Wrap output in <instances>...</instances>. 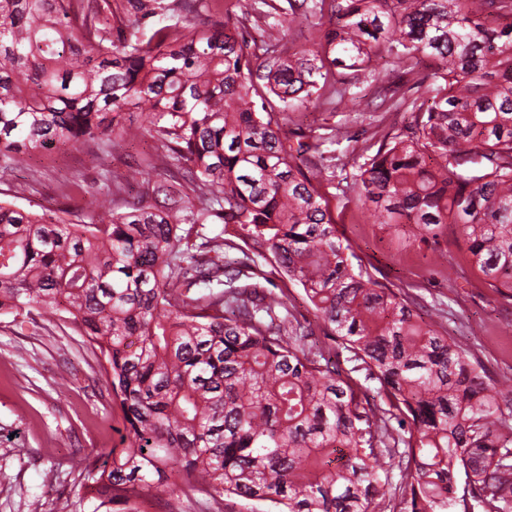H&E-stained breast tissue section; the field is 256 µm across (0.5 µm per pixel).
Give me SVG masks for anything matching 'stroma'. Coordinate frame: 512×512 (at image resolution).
<instances>
[{"label": "stroma", "instance_id": "obj_1", "mask_svg": "<svg viewBox=\"0 0 512 512\" xmlns=\"http://www.w3.org/2000/svg\"><path fill=\"white\" fill-rule=\"evenodd\" d=\"M368 95L336 111L285 113L286 132L315 131L323 150L352 163L410 116L383 112ZM344 135L334 141L331 128ZM152 141L97 151L94 142L31 153L27 166L0 173V198L34 212L85 211L92 191L119 182L130 164L153 153ZM337 227L375 277L404 289L421 313H443L450 338L500 386L512 384V297L486 288L466 253L440 264L427 247L410 245L362 208L355 192L333 198ZM122 412L86 337L60 317L0 315V512H91L83 471L120 446Z\"/></svg>", "mask_w": 512, "mask_h": 512}]
</instances>
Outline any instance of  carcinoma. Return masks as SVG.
I'll list each match as a JSON object with an SVG mask.
<instances>
[{
  "instance_id": "carcinoma-1",
  "label": "carcinoma",
  "mask_w": 512,
  "mask_h": 512,
  "mask_svg": "<svg viewBox=\"0 0 512 512\" xmlns=\"http://www.w3.org/2000/svg\"><path fill=\"white\" fill-rule=\"evenodd\" d=\"M287 4L247 43V13L198 23L221 0H0V171L148 137L160 151L128 177H163L122 211L120 184L98 191L74 221L0 200V315L62 313L105 362L127 444L85 468L93 512H139L152 486L204 493L212 512L225 496L373 512L395 470L399 512H512V388L353 263L325 191L336 158L280 125L390 58L396 80L373 75L375 92L411 121L354 161L351 188L423 244L454 226L486 286L511 292L512 0ZM287 24L317 34L288 40ZM316 327L375 390L314 348ZM274 281L278 284L279 288H288V308L300 321L304 319H312L313 312L307 302L303 289L295 282L288 281V279H281L279 275H275Z\"/></svg>"
}]
</instances>
